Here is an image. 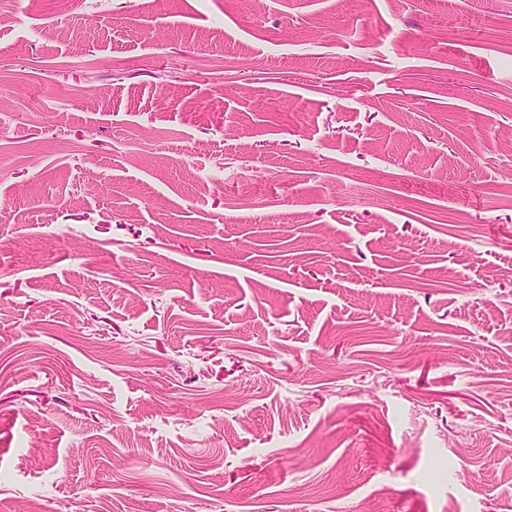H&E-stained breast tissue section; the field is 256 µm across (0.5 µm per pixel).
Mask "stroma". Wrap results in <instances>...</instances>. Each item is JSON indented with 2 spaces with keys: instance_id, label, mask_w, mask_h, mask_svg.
Here are the masks:
<instances>
[{
  "instance_id": "stroma-1",
  "label": "stroma",
  "mask_w": 512,
  "mask_h": 512,
  "mask_svg": "<svg viewBox=\"0 0 512 512\" xmlns=\"http://www.w3.org/2000/svg\"><path fill=\"white\" fill-rule=\"evenodd\" d=\"M0 512H512V0H0Z\"/></svg>"
}]
</instances>
